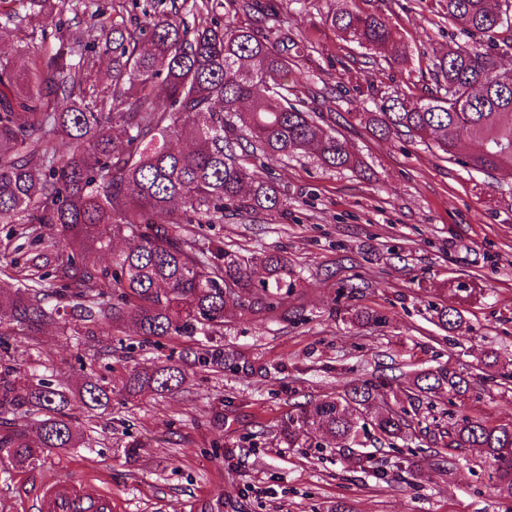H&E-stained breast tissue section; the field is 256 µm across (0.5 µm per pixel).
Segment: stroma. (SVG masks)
<instances>
[{
  "mask_svg": "<svg viewBox=\"0 0 512 512\" xmlns=\"http://www.w3.org/2000/svg\"><path fill=\"white\" fill-rule=\"evenodd\" d=\"M243 2L225 0L222 22L258 23L295 41L297 94L363 168H326L312 150L264 159L285 206L198 230L199 246L220 240L240 258L287 255L296 283L277 313L228 309L213 336L146 340L125 327L102 336L112 353L101 357L52 325L29 350L16 336L0 338V373L18 385L35 371L78 383L87 373L176 364L189 347L220 345L250 362L233 374L202 368L177 391L113 403L93 447L51 451L23 471L0 461V512H31L40 481L70 477L89 493L111 491L112 512H327L337 501L352 512H512L478 450L460 451L448 469L434 445L452 412L512 423V173L464 169L432 142L376 136L364 119L393 91L426 95L432 58L463 35L440 0H355L398 32L408 60L397 65L342 40L327 19L336 0H252L247 11ZM58 27L84 31L85 17L67 5L0 29V53L24 66L28 54L50 53L54 43L40 32ZM443 305L459 310L461 335L436 326ZM438 366L471 388L421 408L424 430L410 447L372 442L354 454L335 441L291 448L280 439L296 405L377 378L384 401L399 408L415 373ZM131 441L140 448L129 460Z\"/></svg>",
  "mask_w": 512,
  "mask_h": 512,
  "instance_id": "stroma-1",
  "label": "stroma"
}]
</instances>
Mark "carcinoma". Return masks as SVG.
Listing matches in <instances>:
<instances>
[{
  "label": "carcinoma",
  "mask_w": 512,
  "mask_h": 512,
  "mask_svg": "<svg viewBox=\"0 0 512 512\" xmlns=\"http://www.w3.org/2000/svg\"><path fill=\"white\" fill-rule=\"evenodd\" d=\"M56 0H0V29L18 25L35 10L49 13ZM222 0H170L167 12L130 15L121 0L112 14L95 0H75L88 17L81 35L54 33L49 57L29 58L24 71L0 57V224L7 241L32 247L24 266L0 281V313L23 345H37L44 326L82 337L84 346L132 324L148 340L194 336L224 326L229 306L271 314L293 288L288 257L258 253L268 279L255 284L246 263L219 241L198 247L191 225L224 223V214L271 212L284 193L257 165L316 149L333 169L359 160L326 129L321 113L294 94L298 77L288 45L255 26L222 25ZM448 22L468 38L434 56L435 92L413 100L395 93L370 113L379 136L434 141L447 161L490 173L512 169V71L498 58L512 50V0H444ZM206 13L210 24L189 21ZM332 26L348 42L374 54L406 57L397 31L381 14L339 0ZM107 66V79L98 78ZM472 146L457 152V133ZM68 141L60 151L57 139ZM188 139L193 149L173 148ZM117 240L126 242L120 252ZM57 302H45V280ZM440 326L459 330V311L437 310ZM236 372L246 358L222 348L188 349L179 365H163L120 378L92 379L71 387L40 378L16 386L0 375V459L17 469L34 467L54 449L88 448L95 418L112 401L142 391L164 394L186 382V366ZM382 385L365 383L335 398L310 401L288 415V447L319 438L364 448L371 432L388 447L408 439L419 407L469 389L446 368L423 370L409 387V408L386 412L376 400ZM88 414L78 433L72 411ZM448 465L455 452L475 448L489 463L496 494L512 500V427L468 415L450 417L445 431Z\"/></svg>",
  "instance_id": "1"
}]
</instances>
